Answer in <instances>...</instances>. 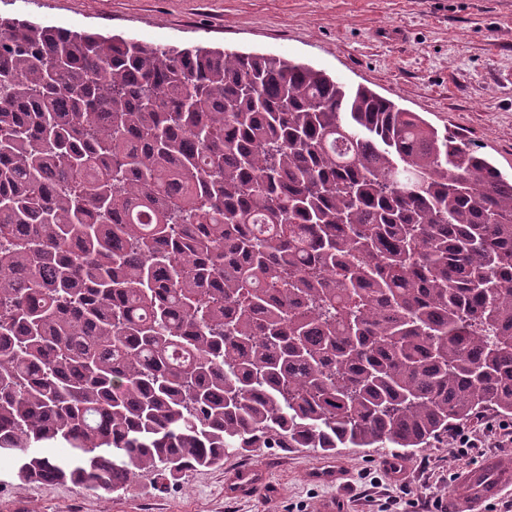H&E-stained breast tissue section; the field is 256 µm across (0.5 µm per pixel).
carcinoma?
I'll return each instance as SVG.
<instances>
[{
  "label": "carcinoma",
  "mask_w": 512,
  "mask_h": 512,
  "mask_svg": "<svg viewBox=\"0 0 512 512\" xmlns=\"http://www.w3.org/2000/svg\"><path fill=\"white\" fill-rule=\"evenodd\" d=\"M488 410L512 416V176L474 143L281 56L0 18L19 480L427 448Z\"/></svg>",
  "instance_id": "1"
}]
</instances>
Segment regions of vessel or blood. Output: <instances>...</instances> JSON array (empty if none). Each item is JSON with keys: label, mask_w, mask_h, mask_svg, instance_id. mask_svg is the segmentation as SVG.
Returning <instances> with one entry per match:
<instances>
[{"label": "vessel or blood", "mask_w": 512, "mask_h": 512, "mask_svg": "<svg viewBox=\"0 0 512 512\" xmlns=\"http://www.w3.org/2000/svg\"><path fill=\"white\" fill-rule=\"evenodd\" d=\"M511 486L512 468L502 465L496 457H485L479 465L459 473L448 512H478L484 502Z\"/></svg>", "instance_id": "vessel-or-blood-1"}]
</instances>
